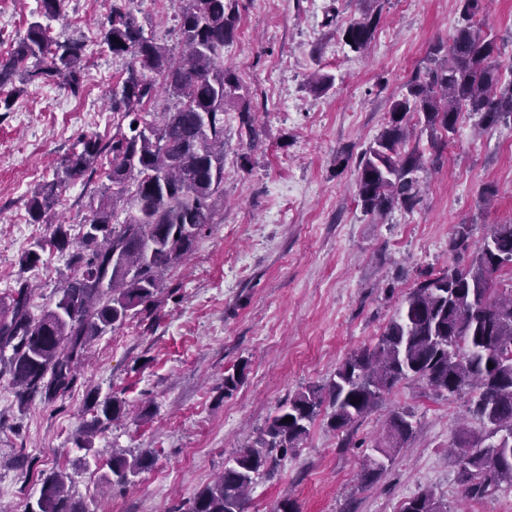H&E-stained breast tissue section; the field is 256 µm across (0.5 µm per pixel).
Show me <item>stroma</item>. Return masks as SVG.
Wrapping results in <instances>:
<instances>
[{
	"mask_svg": "<svg viewBox=\"0 0 512 512\" xmlns=\"http://www.w3.org/2000/svg\"><path fill=\"white\" fill-rule=\"evenodd\" d=\"M113 0H64L49 19L58 40L85 43L82 81L25 85L0 111V301L33 287L32 314L54 302L71 275L70 254L45 252L23 268L24 252L57 224L80 226L108 185L109 157L68 183L42 223L28 201L83 137L115 131L108 91L129 65L101 32ZM146 37L180 55L185 0H124ZM363 0H238L236 37L225 67L243 100L224 114V193L214 222L188 257L164 274L152 312L127 318L94 340L74 387L47 403L19 401L0 372V512H26L50 472L68 477L84 512H173L255 446L280 407L305 387L330 380L352 352L373 345L406 296L427 275L468 264L494 225L512 223V121L485 125L463 113L454 136L416 128L407 149L425 159L411 204L365 213L356 162L383 130L403 86L428 66L434 46L450 47L463 20L452 0H382L370 46L355 52L340 30ZM39 12L38 0H0V58ZM477 24L512 76V0H482ZM332 88L312 92L314 71ZM251 127H242L241 109ZM471 227L469 250H451L454 227ZM246 364L243 384L224 392V375ZM116 396L124 415L77 436L93 397ZM468 394L451 396L408 379L352 427L333 429L321 412L299 448L256 477L245 512L282 500L300 512H399L430 489L450 512H512V488L466 499L448 448L468 417ZM412 414L413 434L375 483L358 476L393 410ZM151 460L132 483L105 487L112 454Z\"/></svg>",
	"mask_w": 512,
	"mask_h": 512,
	"instance_id": "stroma-1",
	"label": "stroma"
}]
</instances>
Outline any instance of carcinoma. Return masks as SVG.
Segmentation results:
<instances>
[{
  "instance_id": "carcinoma-1",
  "label": "carcinoma",
  "mask_w": 512,
  "mask_h": 512,
  "mask_svg": "<svg viewBox=\"0 0 512 512\" xmlns=\"http://www.w3.org/2000/svg\"><path fill=\"white\" fill-rule=\"evenodd\" d=\"M466 24L453 38L442 62L406 85L390 108L387 126L357 162L358 199L363 209L381 213L415 194L414 173L423 166L417 150L402 152L408 123L456 132L464 112L489 124L512 118V80L503 83L495 44L480 35L473 19L482 0H455ZM238 0H188L179 26L184 54L174 61L165 47L144 36L133 13L112 6L103 42L115 55L129 57L125 77L112 89V112L119 117L112 142L84 137L56 171L34 190L28 212L38 223L55 203L57 190L84 176L102 152L111 155L109 191L81 225L73 274L58 299L39 317L30 313L31 290L15 289L0 308V347H11L3 361L17 395L53 401L72 388L93 339L139 310L151 311L163 288L164 272L182 262L213 223L214 199L224 194V107L244 97L243 86L220 64L236 31ZM380 0H365L361 16L341 29L349 47L360 52L380 20ZM84 43L53 41L39 21L10 57L0 60V91L15 78L35 83L59 79L78 88ZM175 105L155 122L149 106L156 79ZM126 216L114 223L117 203ZM512 224H496L469 264L450 267L419 282L377 342L350 354L325 384L297 393L272 417L257 448H243L224 473L176 512H245L254 477L270 455L299 447L322 407L330 425L346 429L370 413L382 396L407 379L425 382L450 395L471 394L469 413L483 423L478 434L459 426L453 451L466 498L480 500L502 486L512 487V283L495 287L496 274L512 265ZM246 364L224 376V393L242 384ZM122 413L112 396L97 403L90 427H107ZM292 421L287 422L285 418ZM409 413H391L374 451L360 473L362 484L376 481L412 435ZM112 477L125 485L149 466L146 456L112 455ZM28 512H83L71 500L65 477L54 471L43 479L36 507ZM400 512H448L430 490L405 502Z\"/></svg>"
}]
</instances>
